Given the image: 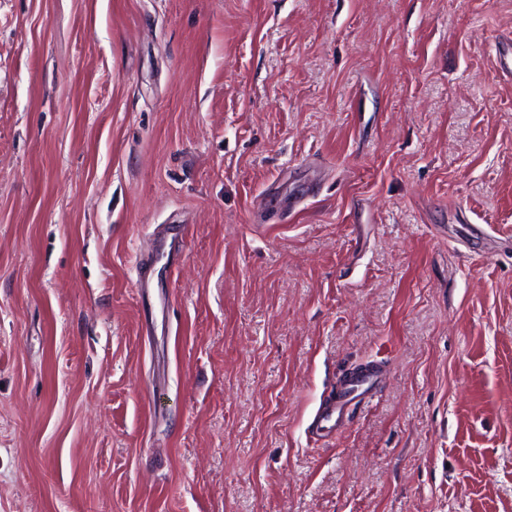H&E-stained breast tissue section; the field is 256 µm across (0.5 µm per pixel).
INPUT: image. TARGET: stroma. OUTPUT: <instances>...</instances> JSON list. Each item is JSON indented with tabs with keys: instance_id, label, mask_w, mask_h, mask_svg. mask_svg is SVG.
I'll return each mask as SVG.
<instances>
[{
	"instance_id": "1",
	"label": "stroma",
	"mask_w": 512,
	"mask_h": 512,
	"mask_svg": "<svg viewBox=\"0 0 512 512\" xmlns=\"http://www.w3.org/2000/svg\"><path fill=\"white\" fill-rule=\"evenodd\" d=\"M508 36L512 0H0V512H512ZM160 252L154 260V254ZM172 262L171 248L167 247L166 226L160 224L155 234V248L152 253L142 256L138 261L137 288H152V282L162 268ZM381 366L376 362L352 370L336 381V393L329 395L318 408L309 428L319 438L339 433L349 424L350 409L370 401L377 393Z\"/></svg>"
}]
</instances>
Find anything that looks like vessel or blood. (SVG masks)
<instances>
[{
	"label": "vessel or blood",
	"instance_id": "1",
	"mask_svg": "<svg viewBox=\"0 0 512 512\" xmlns=\"http://www.w3.org/2000/svg\"><path fill=\"white\" fill-rule=\"evenodd\" d=\"M155 249V254L143 256L138 261V288L151 287L155 276L172 261L165 228H158L155 234ZM380 377L381 367L375 362L340 376L335 394L323 401L313 418L310 425L312 434L322 438L345 429L350 420L351 407L370 401L375 396Z\"/></svg>",
	"mask_w": 512,
	"mask_h": 512
}]
</instances>
